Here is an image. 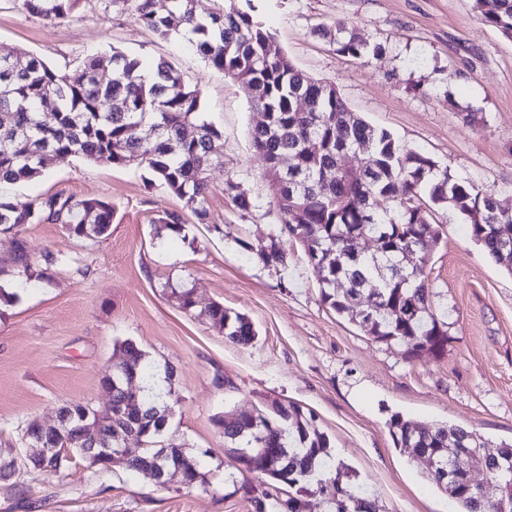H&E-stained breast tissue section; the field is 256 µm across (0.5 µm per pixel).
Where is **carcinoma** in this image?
I'll use <instances>...</instances> for the list:
<instances>
[{
    "instance_id": "cac0c4a2",
    "label": "carcinoma",
    "mask_w": 512,
    "mask_h": 512,
    "mask_svg": "<svg viewBox=\"0 0 512 512\" xmlns=\"http://www.w3.org/2000/svg\"><path fill=\"white\" fill-rule=\"evenodd\" d=\"M22 9L46 20H62L76 10L79 0H18ZM112 8L128 12L150 28L160 40L184 39L212 68L224 72L265 113L264 124L251 132L252 146L263 158L264 177L280 215L278 227L268 234L258 257L267 266L284 267L288 257L282 242L302 246L320 287L323 303L337 314H350L359 306L363 317L354 323L380 342H399L408 356L416 357L427 346L448 343V322L433 310L429 284L423 270L405 264L407 255L426 265L428 242L438 243L440 233L433 213L453 207L469 226L471 237L507 272L512 274V245L504 247L499 226L512 232V211H505L494 194L472 182L459 181L435 160L396 140L352 112L336 86L314 80L295 67L287 54L269 53L274 36L265 28L253 0H224V9L203 17L194 0H111ZM482 21L512 38V0H474ZM337 51L357 59L369 54L368 45L343 20L319 30ZM103 66L112 68V80L98 79ZM308 102L301 111L296 97ZM53 106L54 123L40 119L46 104ZM195 136L187 137V128ZM315 139L322 150L313 154L305 143ZM366 148L365 176H351L343 165L346 152ZM52 153L63 162L84 159L103 165L144 167L167 190L185 201L198 219L206 216L207 171L223 163L222 134L203 112L200 90L184 83L166 60H158L148 74L138 57L117 48L108 55H93L73 71L55 69L37 56L15 57L0 52V183H14L41 173V157ZM284 157L293 159L296 174L280 170ZM224 192L241 211L252 202L240 185L228 180ZM55 221L80 238L104 235L112 224V203L100 198H38L18 208L0 198V233L24 224ZM374 237L377 255L358 252L355 238ZM214 324L232 343L248 345L257 337L253 323L220 303L208 309ZM119 361L113 363V382L135 375L143 381L155 367L130 342L116 346ZM140 412L143 423L136 449L126 467L153 480L148 461L159 452L155 437L165 420V395L127 396L122 388L112 393V407L100 411L73 405L61 412L73 414L69 433L53 434L51 448L68 452L46 470L68 469L73 452L90 464L106 469L110 461L71 444L76 429L98 423L107 436L123 434L126 409ZM230 451L249 472L263 477L255 507H280L302 512L295 496L279 497L328 467V441L311 427L302 411L272 402V413L253 419L217 417ZM389 432L395 447L423 449L435 455L436 468L427 480L448 495L455 512H512V443L501 444L500 467L490 478L502 488L497 500L478 504L477 490L464 476L442 481L439 469L449 468L454 449L448 439L464 441L467 448L484 442L482 436L463 427L414 422L397 415ZM184 467L187 485L204 481L202 461L182 448L171 449ZM338 493L336 512H349L354 494L331 481Z\"/></svg>"
}]
</instances>
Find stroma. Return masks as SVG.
Returning <instances> with one entry per match:
<instances>
[{"mask_svg": "<svg viewBox=\"0 0 512 512\" xmlns=\"http://www.w3.org/2000/svg\"><path fill=\"white\" fill-rule=\"evenodd\" d=\"M106 3L79 0L72 18L51 22L0 0V48L62 71L114 46L148 64L170 61L200 87L224 162L208 173L202 221L138 167L50 157L39 176L0 185L18 206L59 194L113 209L109 230L93 239L54 222L0 234L8 295L0 302V460L13 464L0 477V512H255L257 476L226 454L214 419L274 400L299 407L326 436L330 477L374 512H454L426 479L427 464L395 447L390 420L459 425L492 453L512 441V274L448 210L423 269L433 310L448 323L443 354L411 359L405 346L366 335L323 303L299 244L285 242L286 267L259 260L279 215L251 144L259 115L243 90L186 42L158 40ZM337 18L371 57L344 55L314 35ZM263 21L296 67L334 83L351 111L512 210V39L485 25L473 0H265ZM229 180L252 199L248 211L225 194ZM167 211L182 214L181 233L158 224ZM21 247L30 257L25 288L14 262ZM181 288L193 290V312L175 298ZM215 303L248 317L256 340L225 339L206 314ZM126 340L172 369V411L158 445L201 457L205 482L189 487L173 476L158 488L125 466L102 470L79 456L60 475L28 467L27 422L57 425L60 409L75 404L103 408L114 349Z\"/></svg>", "mask_w": 512, "mask_h": 512, "instance_id": "1", "label": "stroma"}]
</instances>
